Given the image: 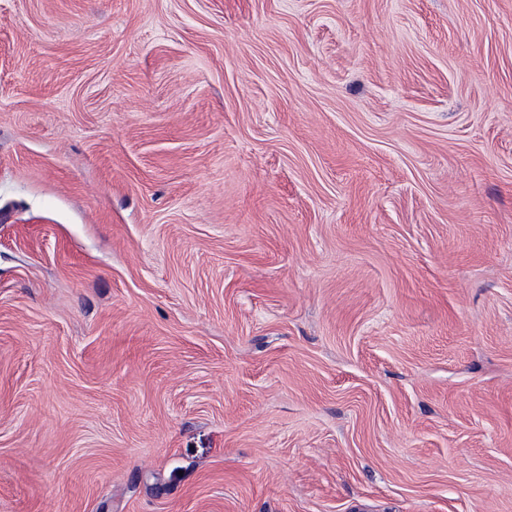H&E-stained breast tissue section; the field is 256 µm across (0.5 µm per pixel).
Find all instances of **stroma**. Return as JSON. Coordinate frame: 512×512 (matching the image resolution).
<instances>
[{
	"label": "stroma",
	"mask_w": 512,
	"mask_h": 512,
	"mask_svg": "<svg viewBox=\"0 0 512 512\" xmlns=\"http://www.w3.org/2000/svg\"><path fill=\"white\" fill-rule=\"evenodd\" d=\"M0 512H512V0H0Z\"/></svg>",
	"instance_id": "1"
}]
</instances>
